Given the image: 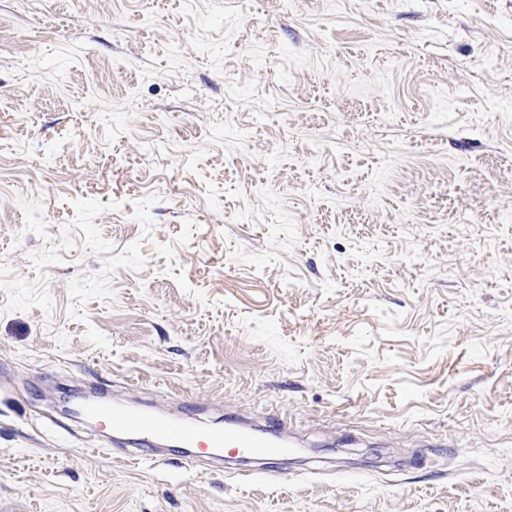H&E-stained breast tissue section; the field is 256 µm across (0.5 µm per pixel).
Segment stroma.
I'll return each mask as SVG.
<instances>
[{"instance_id":"stroma-1","label":"stroma","mask_w":512,"mask_h":512,"mask_svg":"<svg viewBox=\"0 0 512 512\" xmlns=\"http://www.w3.org/2000/svg\"><path fill=\"white\" fill-rule=\"evenodd\" d=\"M511 213L512 0H0V512H512ZM80 410L104 428L131 430L148 440L170 435L184 448H192L197 456L209 455L214 451H224L225 455L237 459L261 455L272 465L273 461L288 454V443L252 429L226 427L224 431H203L188 423L169 424L155 416L112 407L105 402L85 404L80 406Z\"/></svg>"}]
</instances>
